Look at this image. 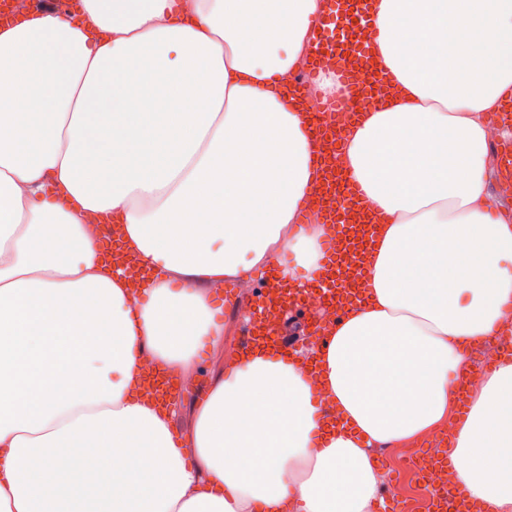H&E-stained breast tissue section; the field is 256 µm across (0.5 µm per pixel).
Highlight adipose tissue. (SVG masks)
<instances>
[{
  "label": "adipose tissue",
  "instance_id": "ef3b65f1",
  "mask_svg": "<svg viewBox=\"0 0 512 512\" xmlns=\"http://www.w3.org/2000/svg\"><path fill=\"white\" fill-rule=\"evenodd\" d=\"M323 10L79 0L0 29V512H375L369 448L447 423L467 351L512 315V215L486 192L512 0H374L390 92L341 162L376 241L319 349L237 352L186 434L139 392L142 355L192 377L201 341L223 343L225 279L315 281L310 101L335 83L295 95L290 77ZM89 214L123 225L138 291ZM448 458L455 491L512 512L511 362L481 377Z\"/></svg>",
  "mask_w": 512,
  "mask_h": 512
}]
</instances>
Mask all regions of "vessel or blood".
I'll return each instance as SVG.
<instances>
[{
  "label": "vessel or blood",
  "mask_w": 512,
  "mask_h": 512,
  "mask_svg": "<svg viewBox=\"0 0 512 512\" xmlns=\"http://www.w3.org/2000/svg\"><path fill=\"white\" fill-rule=\"evenodd\" d=\"M326 8L320 14L310 39L309 56L312 73H319L324 56L336 58L334 75L337 95L327 96L326 109L343 112L347 116L361 112L364 102L380 97L385 91L384 80L371 57L375 32L371 23L372 0H325ZM492 122L506 132L495 145L497 166L503 184H512V98L507 99ZM316 143L321 156L338 150L336 129L330 123L315 124ZM318 193L326 206L313 210V223L327 229L321 241L324 259L320 283L333 286L332 302L345 307L351 290L359 289L363 279L365 260L373 243L372 226L360 208L359 185L348 179L336 165H326ZM301 291L283 288L277 300L258 294L255 305L260 314L283 320L298 311Z\"/></svg>",
  "instance_id": "vessel-or-blood-1"
}]
</instances>
